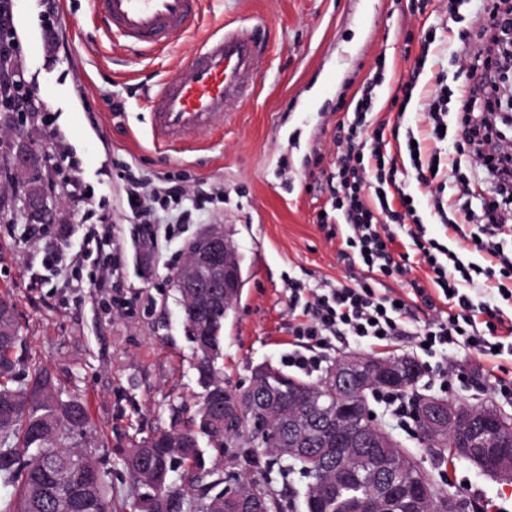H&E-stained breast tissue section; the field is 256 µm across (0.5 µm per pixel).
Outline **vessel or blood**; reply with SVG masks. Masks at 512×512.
I'll list each match as a JSON object with an SVG mask.
<instances>
[{
    "instance_id": "vessel-or-blood-1",
    "label": "vessel or blood",
    "mask_w": 512,
    "mask_h": 512,
    "mask_svg": "<svg viewBox=\"0 0 512 512\" xmlns=\"http://www.w3.org/2000/svg\"><path fill=\"white\" fill-rule=\"evenodd\" d=\"M201 0H92L113 38L156 50L191 30ZM266 45L257 26L240 23L210 35L149 101L155 142L180 145L224 120L229 104L254 91Z\"/></svg>"
}]
</instances>
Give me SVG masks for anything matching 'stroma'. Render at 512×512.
<instances>
[{
    "label": "stroma",
    "instance_id": "stroma-1",
    "mask_svg": "<svg viewBox=\"0 0 512 512\" xmlns=\"http://www.w3.org/2000/svg\"><path fill=\"white\" fill-rule=\"evenodd\" d=\"M481 7L480 0H469L463 22L454 23L448 0H202L191 33L168 48L137 52L114 42L91 0H14L13 71L51 101L50 111L27 113L20 127L0 115V212L23 216L17 224L0 223V293L12 294L24 338L25 361L16 375L26 379L28 360L39 361L66 390L87 399L91 424L74 442L99 448L114 492L126 497L133 487L119 449L167 425L170 406L181 407L187 418L198 409L202 388L193 343L171 280L187 243L219 224L243 258L245 286L224 322L222 366L227 386L247 389L256 366L283 364L292 340L289 281L312 287L364 275L341 253L347 226L339 225L331 237L315 220L330 206L327 175L336 167V128L352 120L358 90L373 85L378 120H394L388 107L402 95L417 57L426 56L400 119L402 127L423 131L422 98L438 74L461 83L469 78L457 58L471 46L469 18ZM50 15L57 19L53 53L44 48ZM240 20L262 24L269 44L254 95L231 106L224 123L192 142L157 145L148 99L209 35ZM430 27L436 42L426 50L423 35ZM112 97L125 101V112L110 110ZM62 149L68 153L63 162L55 158ZM119 161L131 163L146 184L163 174L194 190H224L223 201L208 205L197 223L176 228L155 252L145 278L137 274L140 254L130 239L128 184L118 175ZM31 184L57 198L54 223H38L26 209L24 191ZM87 194L114 225L121 246L126 283L117 295L90 287L94 270L87 266L73 275H43L45 251L63 245V232ZM338 353L414 357L423 368L417 395L471 407L497 403L488 369L512 371L507 354L480 366L463 357V378L448 392L435 376L434 359L413 352L408 341L372 349L343 342ZM369 408L422 470L467 502L466 512H512V483L490 478L463 459L438 464L416 425L399 427L377 402ZM248 471L283 494L288 512H304L299 475L281 476L264 456Z\"/></svg>",
    "mask_w": 512,
    "mask_h": 512
}]
</instances>
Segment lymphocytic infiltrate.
Returning a JSON list of instances; mask_svg holds the SVG:
<instances>
[{"label": "lymphocytic infiltrate", "instance_id": "lymphocytic-infiltrate-1", "mask_svg": "<svg viewBox=\"0 0 512 512\" xmlns=\"http://www.w3.org/2000/svg\"><path fill=\"white\" fill-rule=\"evenodd\" d=\"M475 37L479 75L456 93L444 77H437V88L424 104L425 139L444 142L440 129L449 124L470 146L471 176L460 182L461 201L450 205L440 193L431 195L433 208L449 217L455 248L426 237L404 191L389 195L397 169L385 151L384 128L374 123L373 89L365 87L353 121L336 137L332 207L349 228L345 247L368 276L353 284L326 282L317 288L289 282L288 309L301 317L291 329L294 348L285 359L288 367L307 375L319 371L342 336L377 347L404 336L413 349L440 356L437 375L449 390L461 376L454 360L457 353L478 362L498 351L512 354V255L499 240L512 230V153L503 145V128L512 124V100L500 94L502 66L512 59V0H491ZM487 183L497 190L483 198L481 213H474L465 198ZM203 200V193L189 192L167 178L147 196L138 187L129 189L128 222L144 261H151L158 248L160 211L177 210V223L189 224ZM401 234L409 239L411 253L395 254L393 246ZM119 250L111 225L101 215L75 244L46 253L43 266L61 274L73 267L74 255L80 252L99 269L94 287L119 290L124 286ZM416 263L429 271L431 289L417 288L408 295L377 287V278L407 276ZM414 296L431 306L442 303L447 314L415 323L410 303Z\"/></svg>", "mask_w": 512, "mask_h": 512}]
</instances>
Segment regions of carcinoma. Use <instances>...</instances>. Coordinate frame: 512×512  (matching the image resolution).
Masks as SVG:
<instances>
[{
	"label": "carcinoma",
	"instance_id": "obj_1",
	"mask_svg": "<svg viewBox=\"0 0 512 512\" xmlns=\"http://www.w3.org/2000/svg\"><path fill=\"white\" fill-rule=\"evenodd\" d=\"M171 279L176 287L186 325L195 345L194 369L204 388L197 416L185 420L178 407L170 408V423L131 444L121 455L123 469L138 494L137 512H249L257 502L262 512H278L279 494L256 480L243 487V500L224 496V471L216 465L227 445L248 434L249 445L240 447L237 459L257 463L269 456L285 471L298 472L306 480L303 498L317 492L318 482L331 479L318 474L304 454L291 455L277 442V433L288 432L293 422L309 423L317 409L335 405L332 392L324 389L311 398L312 382L291 377L273 367L246 390L228 388L218 360L223 355V291L206 294L181 284L179 272ZM19 326L13 302L0 298V483L14 493L0 498V512H126L118 499L94 448H75L70 435L90 423L87 404L69 395L49 369L36 365L23 383L14 373L21 356ZM422 441L443 459L455 457L448 439L436 438L419 427ZM401 448H380L372 463L389 460L399 465ZM364 480L358 474L351 487L342 488L328 512H353L350 505Z\"/></svg>",
	"mask_w": 512,
	"mask_h": 512
}]
</instances>
